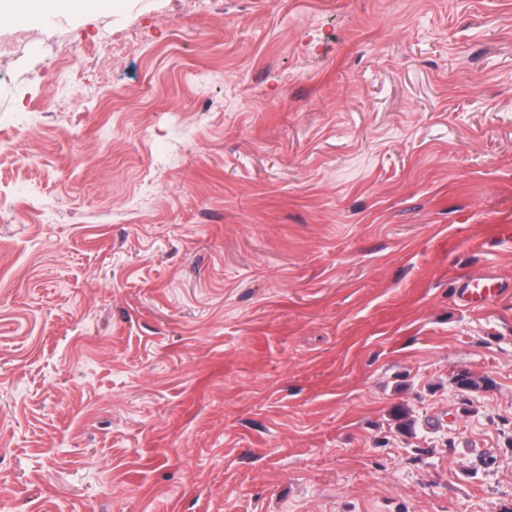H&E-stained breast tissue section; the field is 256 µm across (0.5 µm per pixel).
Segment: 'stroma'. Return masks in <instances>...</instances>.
Listing matches in <instances>:
<instances>
[{"label": "stroma", "mask_w": 512, "mask_h": 512, "mask_svg": "<svg viewBox=\"0 0 512 512\" xmlns=\"http://www.w3.org/2000/svg\"><path fill=\"white\" fill-rule=\"evenodd\" d=\"M32 33L58 55L0 56V512H512V0ZM501 289V285L495 277L481 276L473 278L463 288L461 300L464 305L476 302L488 303Z\"/></svg>", "instance_id": "stroma-1"}]
</instances>
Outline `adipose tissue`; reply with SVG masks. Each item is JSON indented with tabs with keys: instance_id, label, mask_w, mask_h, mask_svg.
I'll return each instance as SVG.
<instances>
[{
	"instance_id": "ef3b65f1",
	"label": "adipose tissue",
	"mask_w": 512,
	"mask_h": 512,
	"mask_svg": "<svg viewBox=\"0 0 512 512\" xmlns=\"http://www.w3.org/2000/svg\"><path fill=\"white\" fill-rule=\"evenodd\" d=\"M112 4L113 0H0V27L21 29L45 15L99 12Z\"/></svg>"
}]
</instances>
